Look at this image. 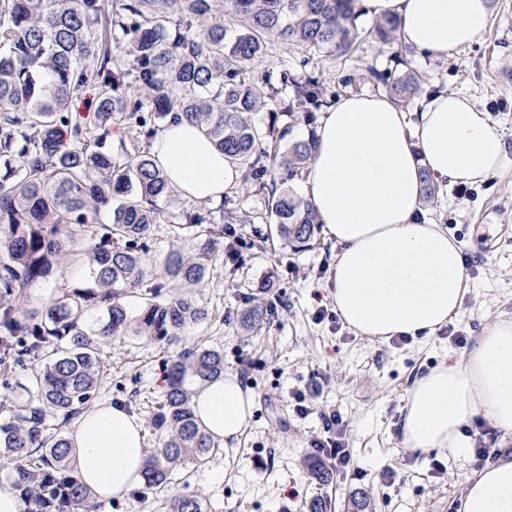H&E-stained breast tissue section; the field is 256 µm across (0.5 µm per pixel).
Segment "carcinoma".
Segmentation results:
<instances>
[{
  "mask_svg": "<svg viewBox=\"0 0 512 512\" xmlns=\"http://www.w3.org/2000/svg\"><path fill=\"white\" fill-rule=\"evenodd\" d=\"M360 0H0V384L28 388L15 378L32 370L38 398L0 400V454L20 491L24 512H98L101 504L68 464L70 438L47 433L57 416L65 426L95 401L107 371L101 350L117 336L173 349L167 388L151 426L143 494L169 486L174 470L202 465L219 452L199 427L195 387L224 375V353L188 343L186 330L208 310L196 296L217 246L254 223L230 196L223 222L200 210L172 213V189L140 142L159 123L182 117L203 125L241 172L247 192L264 198L275 234L292 251L311 246L319 221L314 205L289 183L301 176L316 148L315 130L291 138V127L251 122L256 112L286 113L309 126L327 106L318 78L285 69L262 85L247 71L276 42L309 55L349 58L370 38L399 43L400 22L357 25ZM399 75L370 66L368 76L400 107L424 92L412 62ZM91 86L92 112L72 110L73 95ZM131 133L129 146L103 149L112 126ZM288 140V150L275 146ZM110 215L107 223L100 221ZM169 223L181 243L150 276L148 240ZM88 267L94 286L81 288L65 269ZM54 283L51 300L30 305L28 291ZM142 288L137 314L124 298ZM280 299L247 308L242 323L258 327L275 317ZM93 311L102 317L90 319ZM321 484L333 474L307 461ZM164 512H208L197 495L174 492Z\"/></svg>",
  "mask_w": 512,
  "mask_h": 512,
  "instance_id": "1",
  "label": "carcinoma"
}]
</instances>
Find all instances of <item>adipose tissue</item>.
I'll list each match as a JSON object with an SVG mask.
<instances>
[{
  "label": "adipose tissue",
  "instance_id": "ef3b65f1",
  "mask_svg": "<svg viewBox=\"0 0 512 512\" xmlns=\"http://www.w3.org/2000/svg\"><path fill=\"white\" fill-rule=\"evenodd\" d=\"M366 16L394 15L411 47L440 58L468 47L486 30L489 0H362ZM150 154L181 196L217 203L239 174L204 127L170 121ZM504 160L503 134L463 93L426 97L409 121L385 94L348 95L322 113L304 190L337 249L333 300L343 322L371 339L432 334L461 311L471 284L459 244L447 229L418 221L424 174L472 184ZM254 399L236 374L200 387L196 415L215 442L235 443L249 425ZM486 419L512 436V319L494 322L465 360L446 356L416 376L401 435L420 453H461L472 442L462 427ZM147 432L123 407L84 410L72 432L71 464L96 499L124 497L142 480ZM459 512H512V457L473 472Z\"/></svg>",
  "mask_w": 512,
  "mask_h": 512
}]
</instances>
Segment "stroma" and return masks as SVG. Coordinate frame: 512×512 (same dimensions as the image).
Listing matches in <instances>:
<instances>
[{
  "label": "stroma",
  "mask_w": 512,
  "mask_h": 512,
  "mask_svg": "<svg viewBox=\"0 0 512 512\" xmlns=\"http://www.w3.org/2000/svg\"><path fill=\"white\" fill-rule=\"evenodd\" d=\"M395 52L368 39L352 58L322 54L307 61L275 43L250 78L275 81L287 67L321 77L339 97L369 94L367 65L397 72ZM406 55L423 72L426 91L471 96L503 131L501 169L470 186L464 198L457 187H441L435 207L426 211L459 244L474 288L452 329L398 344L363 337L334 316L336 250L326 236L318 235L312 249L291 252L272 234L263 198H244L254 221L240 229L236 259L226 250L217 252L199 291L209 315L190 329L188 340L223 351L225 371L253 393V415L238 447L199 468L177 470L170 486L205 498L212 512H309L318 497L331 502V512H349L358 492L368 494L372 512H458L465 482L481 466L472 452L417 454L404 446L400 424L416 375L434 368L445 354L464 358L497 319L512 318V0H490L488 27L471 47L439 59L413 48ZM270 281L282 299L278 314L245 331L240 314ZM320 307L328 317L317 318ZM452 330L463 343L449 339ZM103 357L108 372L98 401L128 405L150 420L163 400L170 351L123 336L113 339ZM299 392L306 396L304 415L294 410ZM334 420L346 431L351 466L323 485L304 462L316 457L311 442L325 437ZM386 469L396 471L395 483L382 480Z\"/></svg>",
  "instance_id": "1"
}]
</instances>
